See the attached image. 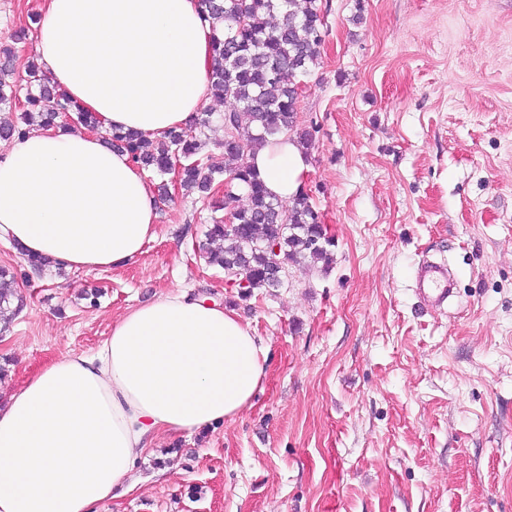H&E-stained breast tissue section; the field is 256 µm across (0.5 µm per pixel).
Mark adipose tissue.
<instances>
[{
	"instance_id": "ef3b65f1",
	"label": "adipose tissue",
	"mask_w": 512,
	"mask_h": 512,
	"mask_svg": "<svg viewBox=\"0 0 512 512\" xmlns=\"http://www.w3.org/2000/svg\"><path fill=\"white\" fill-rule=\"evenodd\" d=\"M214 31L199 0H46L34 55L99 133L51 127L0 155V240L87 273L123 267L155 239L157 198L103 131L162 139L208 103ZM249 162L290 203L309 170L282 134ZM268 350L231 310L162 295L116 320L95 351L66 355L0 405V512H98L132 490L164 437L234 420Z\"/></svg>"
}]
</instances>
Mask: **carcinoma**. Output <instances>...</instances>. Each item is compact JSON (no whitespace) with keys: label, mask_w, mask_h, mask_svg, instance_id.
I'll use <instances>...</instances> for the list:
<instances>
[{"label":"carcinoma","mask_w":512,"mask_h":512,"mask_svg":"<svg viewBox=\"0 0 512 512\" xmlns=\"http://www.w3.org/2000/svg\"><path fill=\"white\" fill-rule=\"evenodd\" d=\"M201 6L219 26L212 48L210 97L232 104L219 115L224 161L200 159L201 134L210 124V112L158 143L120 128L106 132L107 143L161 175L174 174L184 190L206 194L222 177L231 188L227 200L237 202L239 194L246 196L247 205L236 206L235 227L228 229L223 220L214 218L206 242L199 245L208 264L246 276L244 298L255 288L282 287L290 263L331 260L333 241L326 236L308 194L301 193L285 213L248 164L249 153L268 137L293 132L301 145L312 142L311 131L296 130L303 93L298 77L307 73L308 64L319 54L323 22L317 0H201ZM14 52V47L0 45V104L21 103L22 124L1 125L0 137L23 138L32 122L52 127L70 112L77 114L83 126L98 128L96 116L47 84L36 64L27 71L26 87L6 81ZM14 299H19L16 275L0 268V305Z\"/></svg>","instance_id":"cac0c4a2"}]
</instances>
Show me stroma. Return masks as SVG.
Wrapping results in <instances>:
<instances>
[{
    "mask_svg": "<svg viewBox=\"0 0 512 512\" xmlns=\"http://www.w3.org/2000/svg\"><path fill=\"white\" fill-rule=\"evenodd\" d=\"M303 78L304 189L334 245L241 298L198 245L223 198L172 189L131 265L18 272L0 314V403L90 351L139 303L184 290L234 310L270 351L234 421L158 440L98 512H512V0H318ZM43 0H0L13 80ZM447 258L448 308L416 290Z\"/></svg>",
    "mask_w": 512,
    "mask_h": 512,
    "instance_id": "stroma-1",
    "label": "stroma"
}]
</instances>
